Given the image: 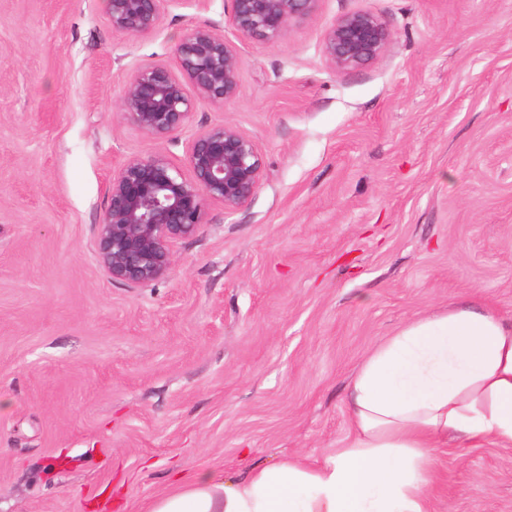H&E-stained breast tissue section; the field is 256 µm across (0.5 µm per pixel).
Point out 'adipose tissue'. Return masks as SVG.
I'll return each mask as SVG.
<instances>
[{"instance_id":"1","label":"adipose tissue","mask_w":512,"mask_h":512,"mask_svg":"<svg viewBox=\"0 0 512 512\" xmlns=\"http://www.w3.org/2000/svg\"><path fill=\"white\" fill-rule=\"evenodd\" d=\"M350 419L347 446L314 466L203 470L139 512H431L438 449L452 440L512 447V322L451 309L402 327L354 376Z\"/></svg>"}]
</instances>
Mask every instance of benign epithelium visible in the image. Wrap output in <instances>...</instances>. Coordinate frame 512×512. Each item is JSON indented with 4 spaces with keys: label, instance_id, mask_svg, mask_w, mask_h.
Returning a JSON list of instances; mask_svg holds the SVG:
<instances>
[{
    "label": "benign epithelium",
    "instance_id": "benign-epithelium-1",
    "mask_svg": "<svg viewBox=\"0 0 512 512\" xmlns=\"http://www.w3.org/2000/svg\"><path fill=\"white\" fill-rule=\"evenodd\" d=\"M112 28L147 35L158 24L162 0H106ZM230 20L242 35L267 45L279 41L293 20L314 16L321 0H231ZM391 38L372 12L346 14L331 24L324 54L345 72L379 58ZM176 54L184 79L166 67L146 65L127 83L121 118L158 140H171L190 121V84L202 98L219 105L234 100L239 60L235 47L207 26L191 29ZM262 178L256 142L228 123L199 132L186 146L183 167L164 153L130 157L112 173L109 204L98 224L96 258L115 282L143 287L169 275L175 245L204 225L206 205L220 202L236 211L253 197Z\"/></svg>",
    "mask_w": 512,
    "mask_h": 512
}]
</instances>
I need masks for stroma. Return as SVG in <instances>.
Segmentation results:
<instances>
[{
    "label": "stroma",
    "instance_id": "stroma-1",
    "mask_svg": "<svg viewBox=\"0 0 512 512\" xmlns=\"http://www.w3.org/2000/svg\"><path fill=\"white\" fill-rule=\"evenodd\" d=\"M392 38L335 71L329 26ZM230 0H162L156 30L105 0H0V512H134L178 475L313 465L345 447L374 347L448 308L512 319V0H321L274 45ZM210 26L235 100L195 98L161 141L119 103L147 64L179 73ZM229 123L263 160L252 199L208 202L169 276L112 281L95 255L112 172ZM434 512H512V448L436 454ZM390 38V30L380 16L368 11L353 12L328 28L324 54L335 70L345 72L379 58Z\"/></svg>",
    "mask_w": 512,
    "mask_h": 512
}]
</instances>
